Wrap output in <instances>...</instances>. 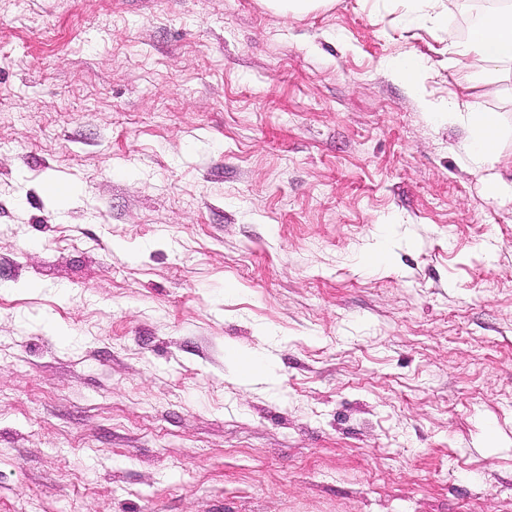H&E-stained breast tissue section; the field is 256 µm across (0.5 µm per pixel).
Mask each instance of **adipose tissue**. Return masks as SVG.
I'll use <instances>...</instances> for the list:
<instances>
[{
	"mask_svg": "<svg viewBox=\"0 0 512 512\" xmlns=\"http://www.w3.org/2000/svg\"><path fill=\"white\" fill-rule=\"evenodd\" d=\"M448 48L457 62L487 77L498 74L504 66H512V0L480 16L465 38L449 36ZM447 117L449 123L465 125L471 132L465 146L468 160L480 167H493L501 136L497 116L486 111L465 112L452 103Z\"/></svg>",
	"mask_w": 512,
	"mask_h": 512,
	"instance_id": "obj_1",
	"label": "adipose tissue"
}]
</instances>
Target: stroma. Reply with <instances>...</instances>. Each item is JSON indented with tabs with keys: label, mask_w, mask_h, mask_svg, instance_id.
I'll use <instances>...</instances> for the list:
<instances>
[{
	"label": "stroma",
	"mask_w": 512,
	"mask_h": 512,
	"mask_svg": "<svg viewBox=\"0 0 512 512\" xmlns=\"http://www.w3.org/2000/svg\"><path fill=\"white\" fill-rule=\"evenodd\" d=\"M470 25L0 0V512H512V67ZM485 12L473 23L468 35L448 36V49L455 61L474 68L483 76H494L512 66V2ZM395 64L405 79L415 84L421 83L426 75L427 67L412 54L403 55L396 60ZM448 125L462 124L469 128L471 138L465 146L468 160L481 167L492 168L498 161L501 131L497 116L486 111H462L454 102L448 103Z\"/></svg>",
	"instance_id": "stroma-1"
}]
</instances>
